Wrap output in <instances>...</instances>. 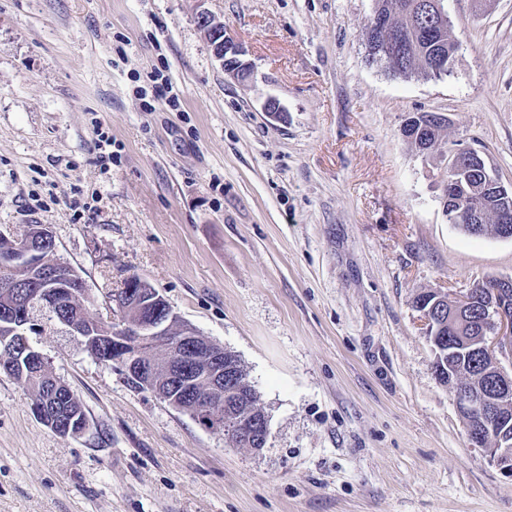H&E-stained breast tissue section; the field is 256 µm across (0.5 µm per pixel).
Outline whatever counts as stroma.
I'll list each match as a JSON object with an SVG mask.
<instances>
[{
	"label": "stroma",
	"mask_w": 512,
	"mask_h": 512,
	"mask_svg": "<svg viewBox=\"0 0 512 512\" xmlns=\"http://www.w3.org/2000/svg\"><path fill=\"white\" fill-rule=\"evenodd\" d=\"M202 8L249 79L225 73ZM372 8L0 0V232L48 226L95 316L147 279L237 355L269 421L264 448L233 447L36 313L30 342L91 429L55 433L0 374V512H512V478L469 445L414 303L512 277V239L450 224L442 154L401 136L445 115L444 152L477 151L512 189V0H448L459 50L430 79L367 63ZM195 22L207 38L214 55L222 62L224 71L241 81L248 79L251 75L250 64L240 58L244 50L226 35L224 23L205 9L196 13Z\"/></svg>",
	"instance_id": "35a3bbf8"
}]
</instances>
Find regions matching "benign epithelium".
Here are the masks:
<instances>
[{"label": "benign epithelium", "mask_w": 512, "mask_h": 512, "mask_svg": "<svg viewBox=\"0 0 512 512\" xmlns=\"http://www.w3.org/2000/svg\"><path fill=\"white\" fill-rule=\"evenodd\" d=\"M195 22L207 38L214 55L222 62L224 71L244 81L251 75L250 64L243 61L244 50L226 35V26L209 11L201 9L196 13ZM371 29L383 32L385 44L397 46L403 36L392 28L389 21L377 10H372L367 21ZM471 160V150L459 149L448 155V189L451 194L455 187L452 175L456 174ZM488 184L501 191L503 205L497 211L500 224L512 223V204L507 201L506 188L491 176ZM30 271L26 284L17 287L7 283L5 292L11 301L0 309V329L4 337L0 344H11L9 337H27L38 331L33 311L41 310L68 326L75 334L86 337L94 335L83 324L87 289L73 288L81 282L80 274L57 255L56 243L51 231L43 226H32L26 233L13 240L10 248L0 251V270L10 272L17 266ZM162 295L150 283L139 278L127 286L122 301H112L111 313L120 315V320L100 319L112 341V356L105 363L119 368L128 377L141 379L144 389L161 396L155 385L157 367L155 352L162 348L166 355L164 380L175 381L189 400L194 414H202L209 430L224 437L235 439L239 444L256 450L265 446L268 435V419L251 410L253 388L246 380H237V374L224 368L223 347L203 338L188 324L181 321L171 306L158 303ZM483 319L477 333L471 336L448 337V349L473 347L487 358L495 373L502 395L512 391V278L496 279L493 287L487 289L482 302ZM27 368L34 371L46 367L43 355L28 345L21 355ZM209 383L211 392L219 395L213 403H199L191 396L197 379ZM232 398V407L224 408V397ZM457 407L467 416L466 435L470 445L484 448L494 443L488 451L490 461L503 474L512 478V425L496 416L500 401L488 399L480 387L462 386L455 393ZM34 416L61 436H80L89 429L88 421L78 415L64 419L50 418L48 406L40 398H30Z\"/></svg>", "instance_id": "1"}]
</instances>
